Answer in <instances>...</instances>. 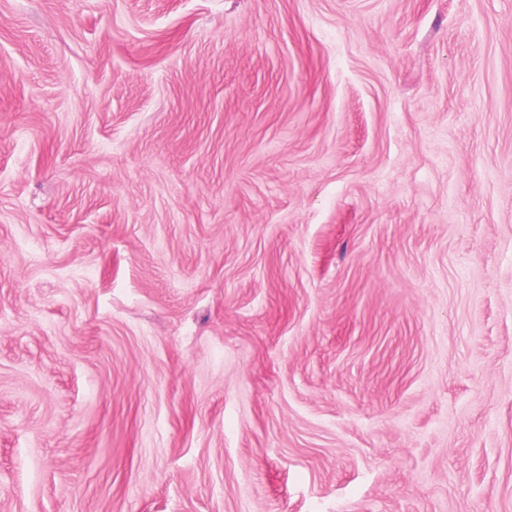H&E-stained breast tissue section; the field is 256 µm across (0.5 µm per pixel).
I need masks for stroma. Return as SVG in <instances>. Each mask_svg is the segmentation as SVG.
<instances>
[{
	"instance_id": "35a3bbf8",
	"label": "stroma",
	"mask_w": 512,
	"mask_h": 512,
	"mask_svg": "<svg viewBox=\"0 0 512 512\" xmlns=\"http://www.w3.org/2000/svg\"><path fill=\"white\" fill-rule=\"evenodd\" d=\"M0 512H512V0H0Z\"/></svg>"
}]
</instances>
